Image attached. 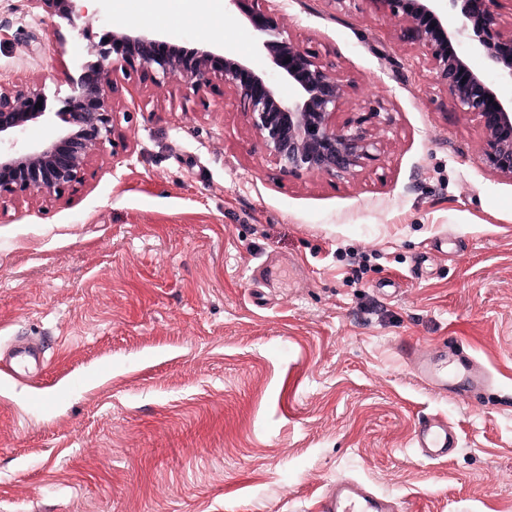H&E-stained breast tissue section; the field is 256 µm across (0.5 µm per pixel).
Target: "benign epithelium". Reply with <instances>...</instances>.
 Instances as JSON below:
<instances>
[{
    "label": "benign epithelium",
    "instance_id": "benign-epithelium-1",
    "mask_svg": "<svg viewBox=\"0 0 512 512\" xmlns=\"http://www.w3.org/2000/svg\"><path fill=\"white\" fill-rule=\"evenodd\" d=\"M50 15L74 21L72 0H28ZM258 0H224V10L239 11L267 54L275 77L221 53L217 43L191 50L170 45L145 30L112 32L104 56L164 78L173 77L198 92L220 79L230 86L249 114L267 156L285 173H321L343 178L378 160L380 139L374 130L390 126L383 107L360 109L342 125L334 117L345 85L320 52L284 35L278 23L255 8ZM404 23L405 35L421 47L435 84L458 110L473 116L482 130L481 164L512 179V100L501 99L469 56L485 59L498 78L512 81V27L499 21L503 0H370ZM456 17L454 25L448 16ZM466 46L463 53L460 46ZM294 89L282 98L277 82ZM108 71L86 66L71 79V92L55 113L48 111L42 88L0 86V198L18 193L60 192L81 183L91 153L113 143L114 112L107 103ZM42 107H36V103ZM57 117L66 124L53 140L39 146L19 143L31 125Z\"/></svg>",
    "mask_w": 512,
    "mask_h": 512
}]
</instances>
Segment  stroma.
<instances>
[{"label": "stroma", "instance_id": "stroma-1", "mask_svg": "<svg viewBox=\"0 0 512 512\" xmlns=\"http://www.w3.org/2000/svg\"><path fill=\"white\" fill-rule=\"evenodd\" d=\"M259 5L333 65L337 123L387 109L379 161L285 174L232 88L99 54L157 29L270 69L238 15L91 0L71 23L0 0V84L39 85L55 111L103 64L115 139L75 187L0 199V512H316L343 479L402 512H512V179L369 0ZM452 340L488 394L420 378ZM23 343L40 370L8 367ZM430 416L459 434L448 460L413 446Z\"/></svg>", "mask_w": 512, "mask_h": 512}]
</instances>
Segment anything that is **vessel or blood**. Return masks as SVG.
I'll list each match as a JSON object with an SVG mask.
<instances>
[{
	"instance_id": "vessel-or-blood-1",
	"label": "vessel or blood",
	"mask_w": 512,
	"mask_h": 512,
	"mask_svg": "<svg viewBox=\"0 0 512 512\" xmlns=\"http://www.w3.org/2000/svg\"><path fill=\"white\" fill-rule=\"evenodd\" d=\"M418 369L422 376L445 391L481 394L493 383L490 372L462 349L451 351L436 361L419 362ZM413 441L420 453L433 461L451 457L460 446L456 429L440 417L420 419ZM319 512H399V503L373 493L361 483L342 480L323 495Z\"/></svg>"
}]
</instances>
